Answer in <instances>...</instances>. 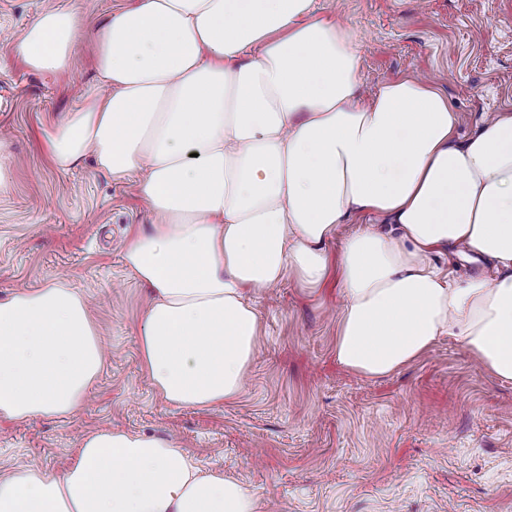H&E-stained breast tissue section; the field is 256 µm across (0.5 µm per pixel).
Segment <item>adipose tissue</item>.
Returning a JSON list of instances; mask_svg holds the SVG:
<instances>
[{
	"instance_id": "ef3b65f1",
	"label": "adipose tissue",
	"mask_w": 512,
	"mask_h": 512,
	"mask_svg": "<svg viewBox=\"0 0 512 512\" xmlns=\"http://www.w3.org/2000/svg\"><path fill=\"white\" fill-rule=\"evenodd\" d=\"M84 30L99 80L43 149L58 169L90 156L133 181L154 217L122 257L147 288L139 350L165 401L241 394L260 328L250 293L290 275L336 277V359L359 375L393 374L445 336L512 381L511 112L461 140L432 84L405 76L363 99L358 36L319 0H134L90 29L51 6L17 52L61 74ZM354 218L362 227L338 237ZM448 249L491 260L494 277L437 268ZM104 364L79 289L0 300V419L77 415ZM0 512H258V500L172 440L106 428L60 475L20 465L0 478Z\"/></svg>"
}]
</instances>
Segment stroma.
I'll return each instance as SVG.
<instances>
[{
  "label": "stroma",
  "mask_w": 512,
  "mask_h": 512,
  "mask_svg": "<svg viewBox=\"0 0 512 512\" xmlns=\"http://www.w3.org/2000/svg\"><path fill=\"white\" fill-rule=\"evenodd\" d=\"M46 0H0V141L18 164L0 195V298L66 280L86 296L105 369L69 420L0 421V477L19 463L61 472L82 437L118 427L175 441L235 475L259 512H512V382L441 338L398 372L370 379L336 360L335 282L289 276L254 292L257 353L239 397L197 409L163 400L142 371L136 326L146 291L122 261L153 217L92 158L62 172L42 131L95 83L86 34L70 69L46 75L15 52ZM360 37L371 96L402 75L432 81L470 136L512 112V0H321Z\"/></svg>",
  "instance_id": "1"
}]
</instances>
